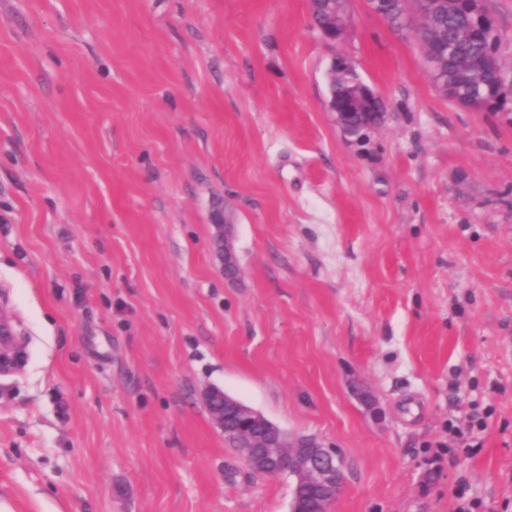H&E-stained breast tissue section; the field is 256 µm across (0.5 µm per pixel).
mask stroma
I'll return each mask as SVG.
<instances>
[{
  "instance_id": "35a3bbf8",
  "label": "stroma",
  "mask_w": 512,
  "mask_h": 512,
  "mask_svg": "<svg viewBox=\"0 0 512 512\" xmlns=\"http://www.w3.org/2000/svg\"><path fill=\"white\" fill-rule=\"evenodd\" d=\"M349 17L331 43L309 0H0L9 512H289L212 387L336 449L330 512H512V102L457 106L412 31ZM336 55L381 126H338ZM214 220L218 223L216 226L220 230L224 228V275L228 277L231 270L235 272L238 270L237 260L230 242L231 229L234 221L230 213L226 210H224V214L216 213ZM14 336L16 332L10 318L0 309V372L8 371L18 361Z\"/></svg>"
}]
</instances>
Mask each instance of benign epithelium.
Returning <instances> with one entry per match:
<instances>
[{"label":"benign epithelium","mask_w":512,"mask_h":512,"mask_svg":"<svg viewBox=\"0 0 512 512\" xmlns=\"http://www.w3.org/2000/svg\"><path fill=\"white\" fill-rule=\"evenodd\" d=\"M469 26L496 33L492 16L484 6V0H467ZM325 12L317 30L327 40L342 39L349 26L347 0L318 2ZM493 68L499 82L511 91L512 80L507 79L494 53L472 62V74ZM329 110L336 114L340 128L352 135L381 124L384 118L382 102L373 89L357 75L354 66L344 57L332 60L329 73ZM443 95L459 106L472 110L483 108L481 101L459 96L453 87H442ZM217 227L224 230V275L238 270L230 238L233 219L229 212L214 216ZM16 332L10 318L0 311V372L11 369L19 354L14 343ZM206 403L212 423L224 431L228 424L243 423V433L248 442L240 452L246 465L266 476H279L283 472L293 477L290 512H329L343 488V464L336 450L326 448L311 437H295L285 440V434L261 413L228 395L224 390L212 387L206 393Z\"/></svg>","instance_id":"7a95c632"}]
</instances>
